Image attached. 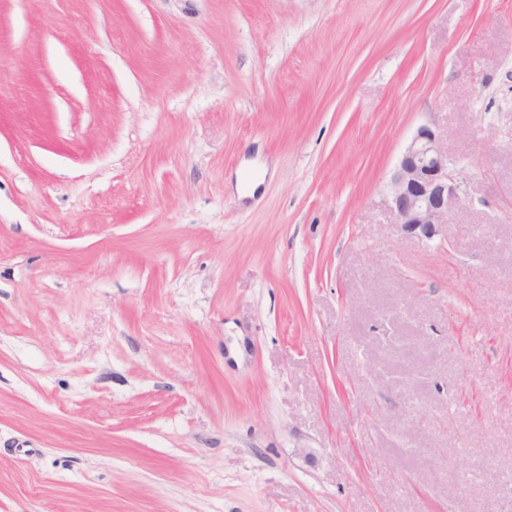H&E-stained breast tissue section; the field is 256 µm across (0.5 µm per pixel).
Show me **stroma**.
Wrapping results in <instances>:
<instances>
[{
    "label": "stroma",
    "instance_id": "35a3bbf8",
    "mask_svg": "<svg viewBox=\"0 0 512 512\" xmlns=\"http://www.w3.org/2000/svg\"><path fill=\"white\" fill-rule=\"evenodd\" d=\"M424 124L444 240L386 212ZM511 476L512 0H0V512H512Z\"/></svg>",
    "mask_w": 512,
    "mask_h": 512
}]
</instances>
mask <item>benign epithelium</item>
<instances>
[{"mask_svg": "<svg viewBox=\"0 0 512 512\" xmlns=\"http://www.w3.org/2000/svg\"><path fill=\"white\" fill-rule=\"evenodd\" d=\"M462 201L460 183L440 135L420 126L387 185L391 223L431 240L447 228L451 213Z\"/></svg>", "mask_w": 512, "mask_h": 512, "instance_id": "benign-epithelium-1", "label": "benign epithelium"}]
</instances>
